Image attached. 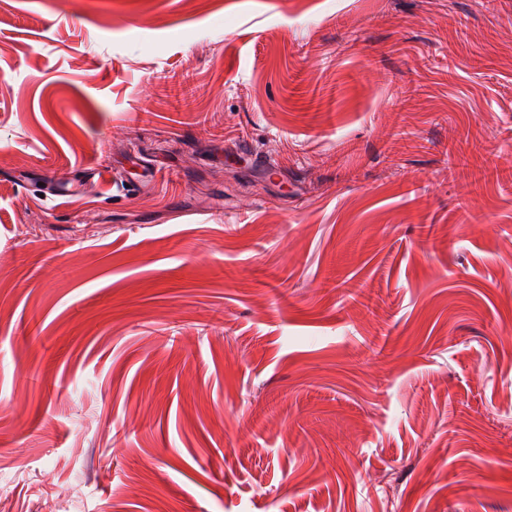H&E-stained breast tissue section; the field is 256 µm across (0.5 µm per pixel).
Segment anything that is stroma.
Segmentation results:
<instances>
[{
  "label": "stroma",
  "instance_id": "35a3bbf8",
  "mask_svg": "<svg viewBox=\"0 0 512 512\" xmlns=\"http://www.w3.org/2000/svg\"><path fill=\"white\" fill-rule=\"evenodd\" d=\"M66 488L512 512V0H0V512Z\"/></svg>",
  "mask_w": 512,
  "mask_h": 512
}]
</instances>
